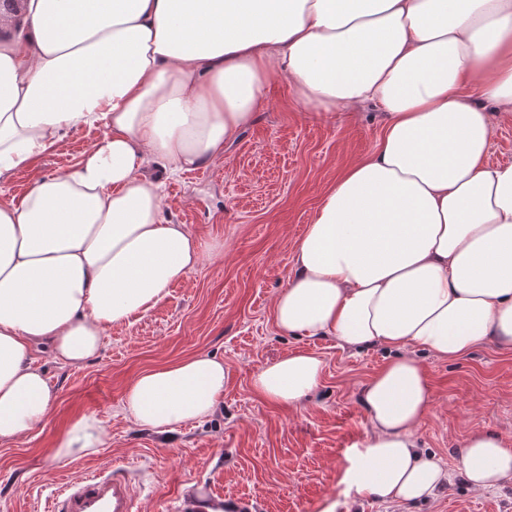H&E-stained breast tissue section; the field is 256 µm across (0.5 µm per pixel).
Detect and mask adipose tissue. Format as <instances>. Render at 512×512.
I'll return each instance as SVG.
<instances>
[{"instance_id":"ef3b65f1","label":"adipose tissue","mask_w":512,"mask_h":512,"mask_svg":"<svg viewBox=\"0 0 512 512\" xmlns=\"http://www.w3.org/2000/svg\"><path fill=\"white\" fill-rule=\"evenodd\" d=\"M21 13L24 30L0 40V173L29 167L73 126L102 134L75 168L0 203V441L42 424L55 399L35 345L82 365L106 328L201 263L144 165L191 170L223 152L280 75L320 117L375 106L383 134L296 241L276 324L396 349L362 390L371 431L340 482L356 498L433 500L448 475L418 445L430 385L404 347L448 361L490 336L512 348V164L484 161L512 118V0H23ZM323 370L298 351L252 388L298 405ZM226 377L222 359L196 355L139 375L122 408L170 432L213 414ZM104 443L88 414L55 455ZM460 462L472 491L512 484L499 437L469 432Z\"/></svg>"}]
</instances>
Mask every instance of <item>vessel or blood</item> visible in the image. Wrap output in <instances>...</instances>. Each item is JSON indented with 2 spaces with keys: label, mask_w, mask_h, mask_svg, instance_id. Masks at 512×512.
Returning <instances> with one entry per match:
<instances>
[{
  "label": "vessel or blood",
  "mask_w": 512,
  "mask_h": 512,
  "mask_svg": "<svg viewBox=\"0 0 512 512\" xmlns=\"http://www.w3.org/2000/svg\"><path fill=\"white\" fill-rule=\"evenodd\" d=\"M224 504L214 491L193 485L183 493L179 512H212ZM48 512H139L131 472L111 466L67 480L51 498Z\"/></svg>",
  "instance_id": "b4317fda"
}]
</instances>
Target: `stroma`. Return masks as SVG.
I'll list each match as a JSON object with an SVG mask.
<instances>
[{"instance_id": "stroma-1", "label": "stroma", "mask_w": 512, "mask_h": 512, "mask_svg": "<svg viewBox=\"0 0 512 512\" xmlns=\"http://www.w3.org/2000/svg\"><path fill=\"white\" fill-rule=\"evenodd\" d=\"M99 136L75 126L28 169L0 175V203L19 200L36 178L73 168ZM381 137L373 107L317 119L275 76L253 123L223 153L183 172L148 162L146 174L163 180L167 223L186 225L203 242L204 259L155 308L107 328L84 365L54 363L34 348L55 401L41 426L0 441V512H46L58 485L106 464L142 472L140 512H173L186 487L199 483L248 502L251 512H512V485L476 493L458 468L471 430L512 446V349L490 338L453 362L416 351L431 396L419 445L447 469L448 483L426 505L354 501L339 478L346 454L370 431L361 391L389 353L377 344L351 349L330 336H292L275 324L274 299L292 271L297 239L346 167L373 153ZM299 350L325 362L304 403L275 404L253 390L261 367ZM200 354L222 358L227 372L213 415L159 434L123 413L138 375ZM86 414L102 421L103 448L56 458L58 439Z\"/></svg>"}]
</instances>
